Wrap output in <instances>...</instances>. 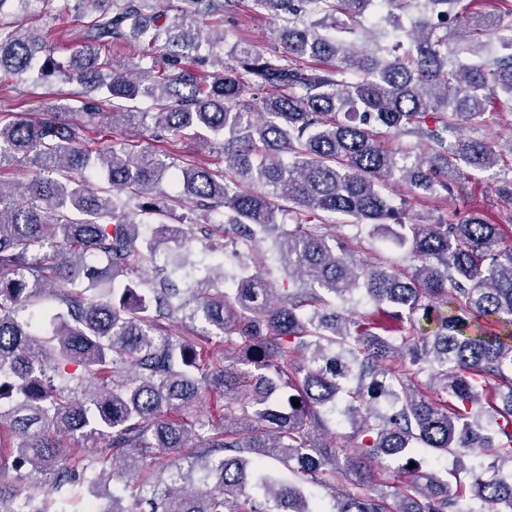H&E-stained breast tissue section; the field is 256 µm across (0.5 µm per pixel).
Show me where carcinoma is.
<instances>
[{
  "instance_id": "1",
  "label": "carcinoma",
  "mask_w": 512,
  "mask_h": 512,
  "mask_svg": "<svg viewBox=\"0 0 512 512\" xmlns=\"http://www.w3.org/2000/svg\"><path fill=\"white\" fill-rule=\"evenodd\" d=\"M180 2L170 16L158 0H76L84 45L60 56L51 31L0 22V81L59 77L77 87L85 118L0 123V162L32 155L56 174H34L25 204L0 179V447L14 441L0 459L54 476L48 495L0 482V512L23 499L36 512H84L88 489L148 458L160 478L128 508L112 492L102 512H512V248L476 210L456 223H408L385 197L397 180L446 198L469 172L512 156V140L448 139L495 92L512 98V43L484 56L500 18L471 14L463 0H255L289 16L283 55L238 44L224 73L207 78L199 50L224 41L236 0ZM374 6L389 45L359 51L322 34L357 35ZM410 6L420 17L404 30L397 12ZM147 28L150 67L118 72L102 57ZM140 97L154 114L124 108ZM150 115L159 130L219 145L224 173L173 171L89 136ZM383 134L415 148L386 149ZM87 172L111 190L90 186ZM165 177L179 186L171 204L156 196ZM122 192L134 210L117 202ZM175 204L197 213L204 239L222 234L242 256L237 269L214 261L206 288L121 281L159 242L193 232L165 222ZM138 215L161 218L151 237ZM338 216L390 236L407 265L358 257L328 232ZM269 243L302 281L292 292L260 272ZM88 252L106 264L86 265ZM46 293L55 306L42 316L45 338L19 312ZM191 299L201 332L159 336ZM364 302L374 307L367 321ZM423 319L436 329L421 332ZM215 339L250 370L225 355L201 359ZM208 383L224 388L221 426L179 417ZM333 418L350 429L342 448L326 437ZM75 435L100 447L69 466L62 437ZM184 448L197 449L186 468ZM427 454L451 457L452 479L427 467Z\"/></svg>"
}]
</instances>
